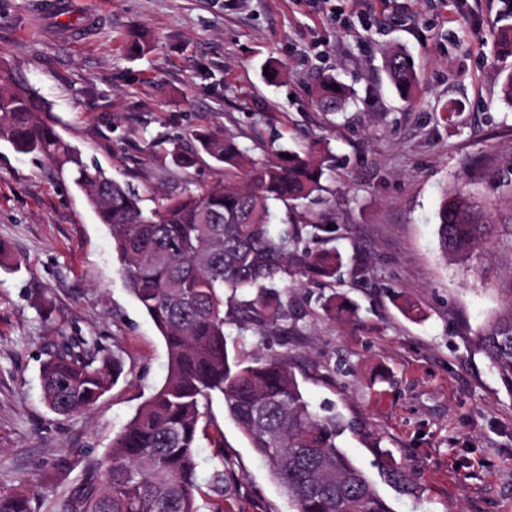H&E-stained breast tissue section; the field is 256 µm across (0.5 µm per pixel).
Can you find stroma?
<instances>
[{
    "mask_svg": "<svg viewBox=\"0 0 512 512\" xmlns=\"http://www.w3.org/2000/svg\"><path fill=\"white\" fill-rule=\"evenodd\" d=\"M41 2L0 0V75L26 81L59 133L135 188L144 209L223 184L208 155L188 169L173 160L199 130L233 135L257 161L278 147L326 149L322 189L297 212L332 225L322 246L344 264L334 279L289 289L303 319L231 332L230 357L288 356L313 409L350 422L341 445L393 512H512V395L472 345L499 294L469 264L444 260L435 235L445 191L481 201L484 223L512 224L502 93L512 58L493 48L512 0H69L98 18L72 37ZM395 45L414 65L411 104L383 71ZM325 73L350 91L343 111L317 105ZM0 241L10 251L0 265V489L38 487V512H62L85 462L162 384L167 350L84 195L3 142ZM332 294L354 321L324 312ZM62 330L124 368L92 410L68 416L47 408L40 382ZM210 416L224 447L199 442L200 512H294L221 396ZM223 460L219 495L211 482ZM384 465L406 475L404 489L380 476Z\"/></svg>",
    "mask_w": 512,
    "mask_h": 512,
    "instance_id": "1",
    "label": "stroma"
}]
</instances>
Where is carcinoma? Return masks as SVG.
Returning <instances> with one entry per match:
<instances>
[{
  "label": "carcinoma",
  "mask_w": 512,
  "mask_h": 512,
  "mask_svg": "<svg viewBox=\"0 0 512 512\" xmlns=\"http://www.w3.org/2000/svg\"><path fill=\"white\" fill-rule=\"evenodd\" d=\"M496 54L512 56V25L499 29ZM391 85L408 104L416 76L406 51L389 50ZM336 78L320 81L316 96L326 112L346 100ZM0 141L19 153L48 160L85 195L115 241L129 289L162 336L168 355L161 386L113 440L112 451L84 466L64 512H199L196 448L208 436L212 396L267 463L295 512H392L369 475L340 447L350 428L336 412L319 415L305 399L286 356L248 365L229 360L226 329L276 327L302 319L285 292L301 276L331 278L341 265L334 250L315 247L324 224L292 219L272 233V204L291 205L319 191L327 154L276 153L248 158L234 137L202 132V149L224 164V184L202 194L164 198L149 212L139 194L66 141L44 102L26 83L0 78ZM469 196L443 191L438 248L464 261L481 258L491 243L512 255V224H483ZM499 286L501 307L473 345L512 394V263L476 266ZM120 374L115 361L82 336L59 333L42 364L48 407L60 415L91 409ZM0 512H37L34 494L0 490Z\"/></svg>",
  "instance_id": "cac0c4a2"
}]
</instances>
